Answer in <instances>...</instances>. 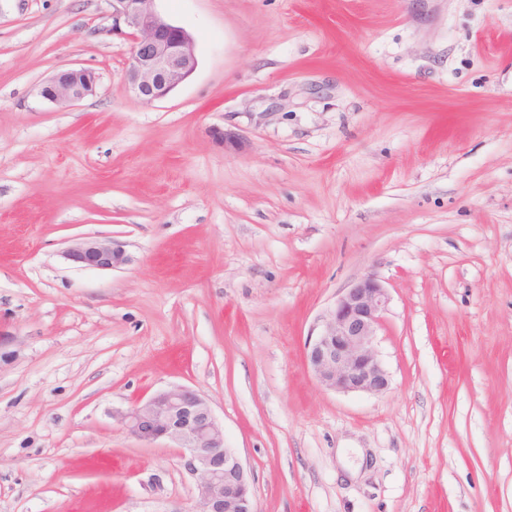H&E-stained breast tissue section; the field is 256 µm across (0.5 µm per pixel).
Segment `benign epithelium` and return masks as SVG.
Wrapping results in <instances>:
<instances>
[{
    "label": "benign epithelium",
    "instance_id": "benign-epithelium-1",
    "mask_svg": "<svg viewBox=\"0 0 512 512\" xmlns=\"http://www.w3.org/2000/svg\"><path fill=\"white\" fill-rule=\"evenodd\" d=\"M115 24L131 30L133 46L122 81L135 97L151 103L167 96L195 70V42L155 6L156 0H114ZM96 76L85 68L66 69L39 91L48 104L77 103L95 93ZM224 149H244L243 137L217 132ZM64 257L78 267L112 270L126 261L110 240L74 243ZM389 295L367 274L340 295L309 341L308 365L317 381L337 392L384 393L390 379L374 347ZM127 431L146 445L167 442L181 449L185 471L197 486L195 512H257L248 473L224 439V429L202 395L186 386L161 390L119 413Z\"/></svg>",
    "mask_w": 512,
    "mask_h": 512
}]
</instances>
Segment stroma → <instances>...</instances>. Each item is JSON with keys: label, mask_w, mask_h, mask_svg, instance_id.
Masks as SVG:
<instances>
[{"label": "stroma", "mask_w": 512, "mask_h": 512, "mask_svg": "<svg viewBox=\"0 0 512 512\" xmlns=\"http://www.w3.org/2000/svg\"><path fill=\"white\" fill-rule=\"evenodd\" d=\"M157 7L197 66L142 103L112 0H0V512H188L118 417L177 385L259 512H512V0ZM68 67L95 94L42 103ZM371 273L390 386L326 389L307 344ZM64 257L78 267L112 270L126 261L120 246L110 240L85 239L74 243Z\"/></svg>", "instance_id": "obj_1"}]
</instances>
